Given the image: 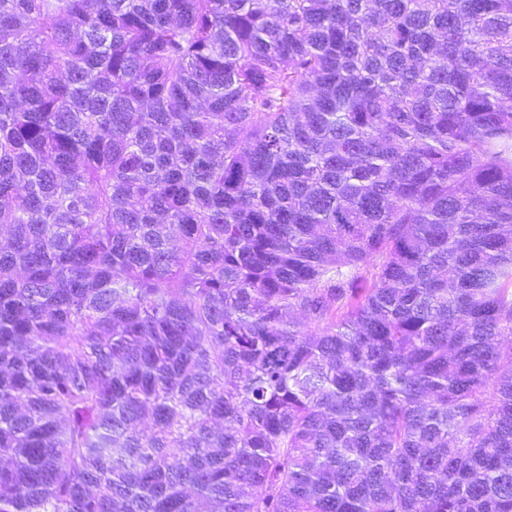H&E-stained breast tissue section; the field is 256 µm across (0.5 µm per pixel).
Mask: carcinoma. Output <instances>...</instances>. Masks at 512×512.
Returning a JSON list of instances; mask_svg holds the SVG:
<instances>
[{"label": "carcinoma", "instance_id": "cac0c4a2", "mask_svg": "<svg viewBox=\"0 0 512 512\" xmlns=\"http://www.w3.org/2000/svg\"><path fill=\"white\" fill-rule=\"evenodd\" d=\"M0 512H512V0H0Z\"/></svg>", "mask_w": 512, "mask_h": 512}]
</instances>
